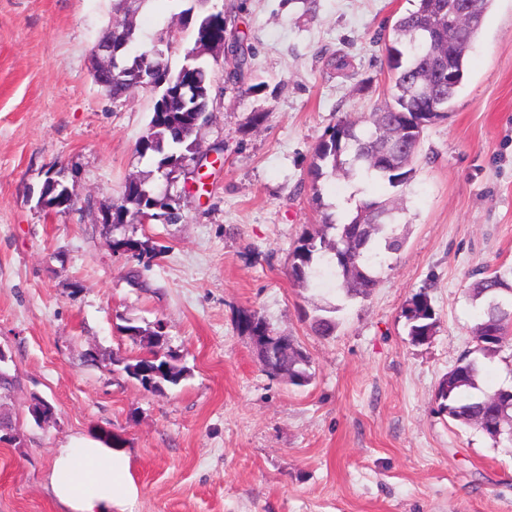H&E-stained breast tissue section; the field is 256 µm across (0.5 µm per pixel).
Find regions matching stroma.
Listing matches in <instances>:
<instances>
[{
  "label": "stroma",
  "mask_w": 512,
  "mask_h": 512,
  "mask_svg": "<svg viewBox=\"0 0 512 512\" xmlns=\"http://www.w3.org/2000/svg\"><path fill=\"white\" fill-rule=\"evenodd\" d=\"M209 3L236 7L243 85L208 62L205 162L199 181L173 188L180 222L115 227L103 210L152 169L135 151L152 97L115 102L93 79L112 0H0V371L12 381L0 416L17 436L0 443V512H63L49 476L76 438L126 450L132 512H512V442L436 402L475 348L472 272L512 266V0H494L446 117L422 134L402 194L407 242L366 298L337 279L300 288L288 262L321 204L341 219L391 195L355 178L315 185L308 169L338 120L388 100L378 35L417 0ZM50 178L77 185L81 209L38 206ZM123 236L155 247L149 265L108 247ZM419 292L437 321L423 343L403 315ZM246 310L306 353L308 385L263 370L238 328ZM327 311L339 327L316 335ZM158 321L188 375L154 393L115 360L141 352L123 326ZM36 397L54 407L42 424Z\"/></svg>",
  "instance_id": "1"
}]
</instances>
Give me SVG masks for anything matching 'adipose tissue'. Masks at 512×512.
Masks as SVG:
<instances>
[{"instance_id":"1","label":"adipose tissue","mask_w":512,"mask_h":512,"mask_svg":"<svg viewBox=\"0 0 512 512\" xmlns=\"http://www.w3.org/2000/svg\"><path fill=\"white\" fill-rule=\"evenodd\" d=\"M50 487L67 512H128L138 494L129 456L85 438L58 448Z\"/></svg>"}]
</instances>
